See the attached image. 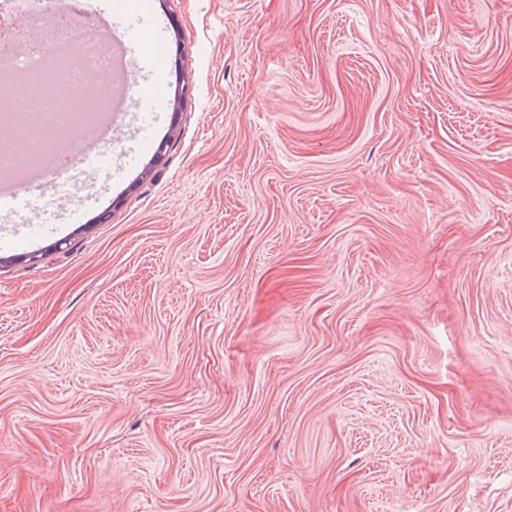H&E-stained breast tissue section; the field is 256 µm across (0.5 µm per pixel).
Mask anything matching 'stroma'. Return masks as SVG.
<instances>
[{"mask_svg": "<svg viewBox=\"0 0 512 512\" xmlns=\"http://www.w3.org/2000/svg\"><path fill=\"white\" fill-rule=\"evenodd\" d=\"M159 151L0 221V512H512V0H151Z\"/></svg>", "mask_w": 512, "mask_h": 512, "instance_id": "35a3bbf8", "label": "stroma"}]
</instances>
